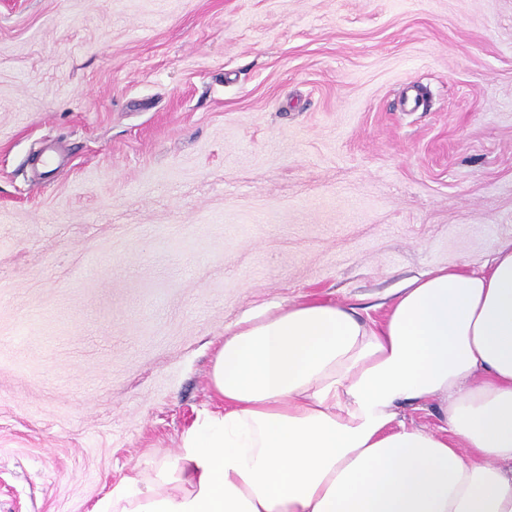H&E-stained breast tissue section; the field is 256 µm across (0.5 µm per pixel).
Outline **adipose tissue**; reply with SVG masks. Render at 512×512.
Instances as JSON below:
<instances>
[{"instance_id": "adipose-tissue-1", "label": "adipose tissue", "mask_w": 512, "mask_h": 512, "mask_svg": "<svg viewBox=\"0 0 512 512\" xmlns=\"http://www.w3.org/2000/svg\"><path fill=\"white\" fill-rule=\"evenodd\" d=\"M222 406L96 512H512V242L436 268L381 322L303 302L241 320ZM438 403L446 435L399 422Z\"/></svg>"}]
</instances>
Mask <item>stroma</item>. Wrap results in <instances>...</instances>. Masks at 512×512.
I'll return each mask as SVG.
<instances>
[{
	"instance_id": "stroma-1",
	"label": "stroma",
	"mask_w": 512,
	"mask_h": 512,
	"mask_svg": "<svg viewBox=\"0 0 512 512\" xmlns=\"http://www.w3.org/2000/svg\"><path fill=\"white\" fill-rule=\"evenodd\" d=\"M510 241L512 0H0V512L173 459L243 317Z\"/></svg>"
}]
</instances>
